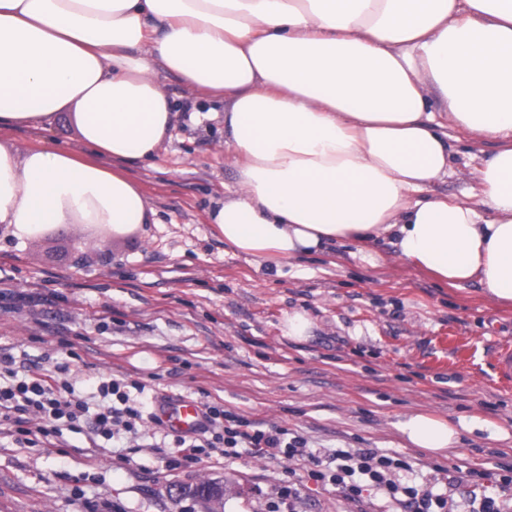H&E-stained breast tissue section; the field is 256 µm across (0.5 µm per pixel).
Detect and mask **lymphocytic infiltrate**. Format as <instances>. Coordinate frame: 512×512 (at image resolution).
Here are the masks:
<instances>
[{
	"label": "lymphocytic infiltrate",
	"instance_id": "f902f5d3",
	"mask_svg": "<svg viewBox=\"0 0 512 512\" xmlns=\"http://www.w3.org/2000/svg\"><path fill=\"white\" fill-rule=\"evenodd\" d=\"M14 365L12 356L0 353V377L12 379L11 384L0 386V426L7 427L16 443L50 436L61 420L69 426H79L88 416L95 435L108 440L122 435L134 444L148 440L158 456H165V444L157 440L155 433L161 425L159 418L156 413L144 412L133 398L134 393L144 391L142 382L101 380L97 386L100 404L93 412L84 401L74 399L69 365L52 370L36 365L22 377ZM202 414L203 422L195 431L175 440L183 464L204 457L233 460L247 450L270 458L305 462L308 480L336 487L353 503L377 500L381 512H512V498L502 495L503 490L512 487V464H498L493 472L468 470L464 480L474 490L458 501L451 492L455 482L443 467H434L429 482L419 486L409 478L411 462L395 453L376 448H339L326 455L309 448L301 435L289 434L279 426L263 427L226 410L220 403H203ZM486 483L499 486V494H476V487Z\"/></svg>",
	"mask_w": 512,
	"mask_h": 512
}]
</instances>
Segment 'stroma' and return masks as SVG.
<instances>
[{
    "label": "stroma",
    "mask_w": 512,
    "mask_h": 512,
    "mask_svg": "<svg viewBox=\"0 0 512 512\" xmlns=\"http://www.w3.org/2000/svg\"><path fill=\"white\" fill-rule=\"evenodd\" d=\"M201 107L208 118L180 119L156 157L126 166L155 223L124 237L75 224L31 241L0 229V348L17 369L69 361L75 394L92 408L104 376L145 382L153 410L168 395L217 400L315 450L402 454L421 482L437 464L456 477L512 463V388L492 366L497 344L512 340V307L476 283H439L386 239L367 253L348 244L278 265L226 245L207 212L237 169L222 115ZM73 112L6 138L22 150L81 149ZM448 134L456 164L432 191L460 197L499 144ZM296 313L307 338L287 335ZM417 411L458 427L454 448L412 445L399 423ZM93 439L87 426L34 446L0 434V512H264L289 467L246 455L172 470L153 449ZM203 481L223 487V499L194 496Z\"/></svg>",
    "instance_id": "obj_1"
}]
</instances>
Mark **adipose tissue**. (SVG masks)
Instances as JSON below:
<instances>
[{"mask_svg":"<svg viewBox=\"0 0 512 512\" xmlns=\"http://www.w3.org/2000/svg\"><path fill=\"white\" fill-rule=\"evenodd\" d=\"M161 69L224 103L238 178L208 218L226 244L292 259L387 236L512 303V0H0V130L71 104L87 149L0 140V227L153 223L122 165L179 120ZM450 123L503 143L468 200L429 192L455 166ZM400 428L434 453L459 437L428 413Z\"/></svg>","mask_w":512,"mask_h":512,"instance_id":"adipose-tissue-1","label":"adipose tissue"}]
</instances>
